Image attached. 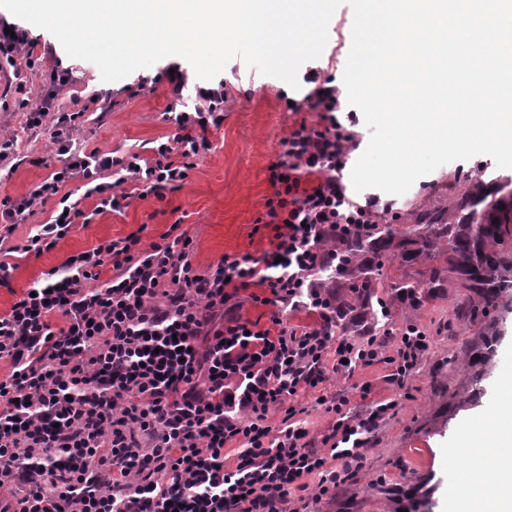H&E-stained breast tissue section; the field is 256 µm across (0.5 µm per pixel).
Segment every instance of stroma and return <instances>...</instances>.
Returning <instances> with one entry per match:
<instances>
[{
	"label": "stroma",
	"mask_w": 512,
	"mask_h": 512,
	"mask_svg": "<svg viewBox=\"0 0 512 512\" xmlns=\"http://www.w3.org/2000/svg\"><path fill=\"white\" fill-rule=\"evenodd\" d=\"M353 10L340 5L328 26V42L322 55L312 60L320 79H333L338 94H345L343 72L351 46ZM36 47L33 66L0 71V138H14L12 151L0 159V199L29 195L54 170L57 146L51 138L53 114L41 127L32 129L18 107L19 98L40 103L49 90L51 73L66 69L72 80L54 101L55 112L78 113L72 151L87 154L97 150L121 157L132 153L152 158V148L166 141L176 128L169 109L183 111L198 104L197 91L204 82L189 62H181L184 83L181 96L172 93L169 59L137 70L124 79L105 82L99 68L88 61L67 56L48 31L19 21ZM224 81V122L211 129L212 148L191 160L187 177L164 199L131 198L119 213L95 215L90 224L77 227L49 252L39 256L21 252L29 234L46 223L58 206L57 197L37 200L13 231L0 225V247L12 264L10 287H0V313L43 274L69 255L86 251L99 241L119 239L132 232L142 234L143 244L160 242L170 225H180L195 241L193 264L208 270L224 255L248 254L259 258L270 248L271 232L257 227L265 202L272 197L268 167L276 160L281 140L300 122L314 123V113L288 111L285 100L296 97L284 81L259 73L239 58L220 74ZM23 93H16V86ZM512 180V169H497L494 160L478 155L466 161L442 165L418 179L393 201L402 214L432 206H447L470 187L478 171ZM461 291L431 299L411 320L429 338V347L408 379L405 389L387 380L386 366L359 370L354 380L331 378L324 392L343 391L351 412L363 411L360 384L370 383L369 400L397 401L393 416L376 433L375 444L364 468L347 494L333 500L309 503L310 512H470L462 472L472 460V445L484 427L495 422L498 409L512 400V386L504 375L512 369V291L499 301L492 324L461 326L456 335L446 330L453 320ZM478 355L473 366L450 367L448 359L461 347Z\"/></svg>",
	"instance_id": "stroma-1"
}]
</instances>
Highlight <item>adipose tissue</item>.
Wrapping results in <instances>:
<instances>
[{
	"instance_id": "obj_1",
	"label": "adipose tissue",
	"mask_w": 512,
	"mask_h": 512,
	"mask_svg": "<svg viewBox=\"0 0 512 512\" xmlns=\"http://www.w3.org/2000/svg\"><path fill=\"white\" fill-rule=\"evenodd\" d=\"M483 465L472 489L478 512H512V403L473 449Z\"/></svg>"
}]
</instances>
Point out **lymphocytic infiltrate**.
<instances>
[{
    "instance_id": "lymphocytic-infiltrate-1",
    "label": "lymphocytic infiltrate",
    "mask_w": 512,
    "mask_h": 512,
    "mask_svg": "<svg viewBox=\"0 0 512 512\" xmlns=\"http://www.w3.org/2000/svg\"><path fill=\"white\" fill-rule=\"evenodd\" d=\"M313 93L293 111L313 112L281 141L268 168L274 193L265 203L271 248L261 258L223 256L206 273L192 263L194 241L170 225L164 241L143 247L139 234L103 240L69 256L34 282L0 315V490L24 494L0 512H289L291 491L317 480L319 496L348 488L395 401L347 412L341 395L319 394L330 376L386 363L405 387L428 348L424 332L402 334L395 355L385 337L359 341L335 335L330 302L319 286L336 268L338 239L363 232L391 206L354 201L341 176L357 147L336 88L303 75ZM201 107L171 113L177 127L153 159L72 153L76 113L63 112L52 133L59 169L31 195L0 200V223L15 225L35 200L58 196L61 209L39 225L22 250H52L77 223L122 212L130 195L101 182L120 167L139 197H162L186 176V159L211 148L210 129L224 121V86L199 88ZM85 182L92 212L61 197L71 179ZM265 290L275 306L269 328L241 315L242 290ZM306 308L318 326L300 332L282 314ZM64 323L55 326L53 315ZM316 402L335 421L313 442L297 399ZM282 414L269 424L270 411ZM239 447L233 468L226 445Z\"/></svg>"
}]
</instances>
